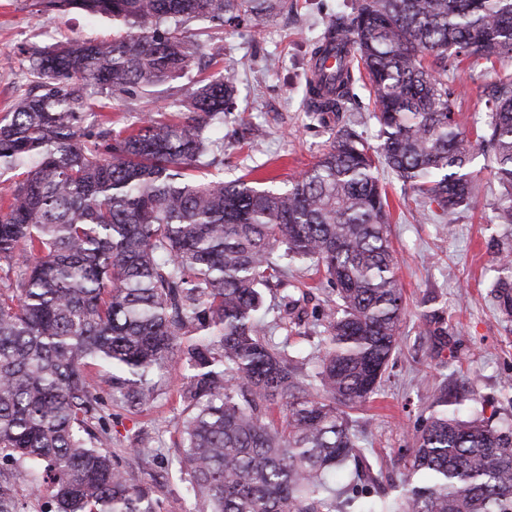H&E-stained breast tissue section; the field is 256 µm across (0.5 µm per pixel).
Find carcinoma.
Listing matches in <instances>:
<instances>
[{
  "label": "carcinoma",
  "instance_id": "carcinoma-1",
  "mask_svg": "<svg viewBox=\"0 0 512 512\" xmlns=\"http://www.w3.org/2000/svg\"><path fill=\"white\" fill-rule=\"evenodd\" d=\"M39 4L122 30L26 51L31 87L0 117V176L13 179L0 197V512H27L22 467L46 498L41 512H166L101 450L97 414L105 389L151 406L154 372L173 363L186 370L177 471L198 512H512V425L462 416L436 392L401 490L385 497L368 488L346 412L377 392L405 310L379 169L445 222L476 197L469 165L488 144L495 220L512 237V71L495 73L475 140L448 84L464 61L512 59V0H352L312 50L334 41L351 60L308 82L307 101L347 111L358 59L380 143L344 125L285 189L191 174L223 152L207 131L232 109L228 68L186 92L174 121L145 115L116 131L96 111L183 77L199 47L191 24L257 19L281 0ZM282 260L312 261L333 285L312 375L264 321L262 286L283 277ZM494 287L512 318V246ZM298 303L283 289L291 335Z\"/></svg>",
  "mask_w": 512,
  "mask_h": 512
}]
</instances>
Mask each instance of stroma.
<instances>
[{"mask_svg":"<svg viewBox=\"0 0 512 512\" xmlns=\"http://www.w3.org/2000/svg\"><path fill=\"white\" fill-rule=\"evenodd\" d=\"M350 3L286 0L285 8L272 15L212 30L185 76L158 87L154 95L109 102L114 129L157 110L170 119L168 104L229 66L236 74V108L224 116L222 162L208 169V178L229 181L245 175L263 185L286 186L317 162L333 132L349 122L368 143L377 144L365 75H358L352 86L348 111L312 112L305 100L312 46ZM62 36L108 39L112 23L48 10L38 0H0V116L30 84L20 48L43 46ZM493 75V70H473L464 63L449 75L458 94L457 120L469 134L479 133L485 120ZM256 127L263 136L254 142L250 131ZM470 169L478 196L445 227L420 215L409 186L388 172L380 174L388 191L390 235L406 309L399 346L381 386L370 402L349 412L374 492L396 495L406 450L430 417L436 390L445 387L460 395L461 412L480 409L496 422L512 420V319L500 314L492 288L503 239L501 226L493 221L498 184L483 152H475ZM288 278L305 286L299 309L309 337L302 346L317 357L323 331L318 316L330 306L332 288L307 262L295 263ZM184 375L179 364L160 371L165 392L145 411L130 410L108 393L100 410L112 437L108 450L113 461L136 481L155 486L172 512L197 508L173 464ZM136 446L142 455L133 454Z\"/></svg>","mask_w":512,"mask_h":512,"instance_id":"35a3bbf8","label":"stroma"}]
</instances>
